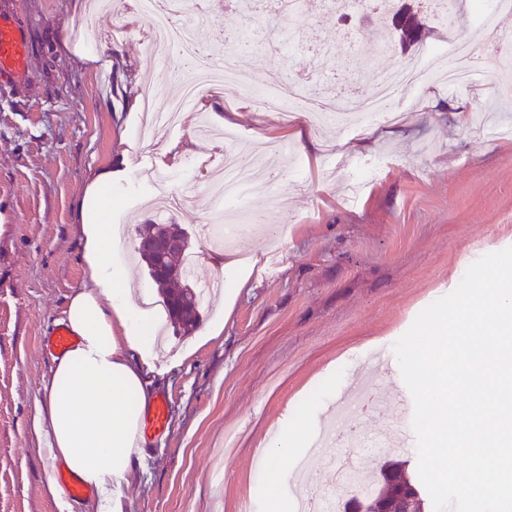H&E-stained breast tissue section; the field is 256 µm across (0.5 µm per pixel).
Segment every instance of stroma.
<instances>
[{
    "mask_svg": "<svg viewBox=\"0 0 512 512\" xmlns=\"http://www.w3.org/2000/svg\"><path fill=\"white\" fill-rule=\"evenodd\" d=\"M410 16L415 41L393 30L390 63H413L443 36L424 0H394ZM0 15L28 32L23 77L0 79V512H68L49 489L52 461L33 428L54 357L46 347L69 296L88 281L77 210L91 173L124 162L102 220L125 228L121 259L136 285L160 293L139 258L137 227L178 224L199 256L194 286L224 275V246L210 224L234 225L256 263L222 333L193 346L165 322L160 355H191L161 379L166 430L147 437V455L130 478L128 512H265L256 452L285 417L330 407L353 367L392 352L418 313L453 291L484 255L512 247V132L487 138L460 125L458 112L512 97L499 70V42L463 21L459 30L486 53L467 87L404 91L392 124L351 120L328 129L308 117L257 111L244 90L226 88L190 104L181 126L138 139L144 116L112 91V60L132 79L131 98L154 92L161 110L178 92L184 63L154 52L136 0L112 9L95 0H0ZM242 10L209 0L193 21L201 44L242 30ZM354 27V86L374 72L373 17L337 12L328 0H301L298 44L330 45ZM279 42L253 46L250 87L282 67ZM303 92L341 81L337 64L310 53L287 69ZM221 110L212 134L199 119ZM278 150L275 173L250 171L239 200L215 205L207 177L230 147ZM377 165V180L356 196L357 166ZM190 203L167 215L149 205L159 190ZM277 206H269V195Z\"/></svg>",
    "mask_w": 512,
    "mask_h": 512,
    "instance_id": "stroma-1",
    "label": "stroma"
}]
</instances>
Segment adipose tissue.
Returning a JSON list of instances; mask_svg holds the SVG:
<instances>
[{"label": "adipose tissue", "instance_id": "1", "mask_svg": "<svg viewBox=\"0 0 512 512\" xmlns=\"http://www.w3.org/2000/svg\"><path fill=\"white\" fill-rule=\"evenodd\" d=\"M112 171L90 179L80 203L82 249L91 269L64 311L76 336L72 349L55 358L33 417L50 459L95 488L92 512H126L128 475L141 464L144 409L154 396L153 378L170 368L156 350L159 317L141 309L129 270L113 262V227L100 223ZM317 420L309 414L285 420L258 451L265 462L266 512H288V475L283 460L308 447Z\"/></svg>", "mask_w": 512, "mask_h": 512}]
</instances>
